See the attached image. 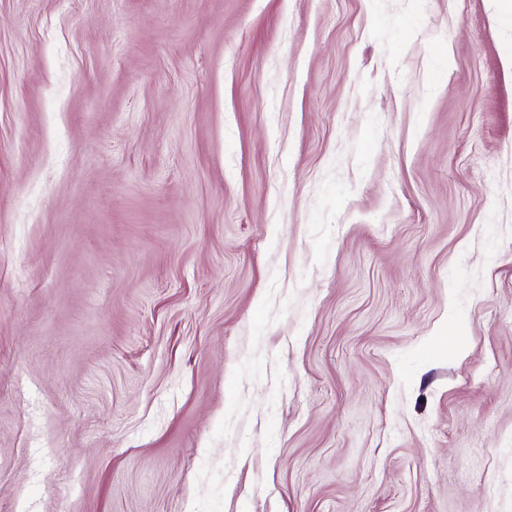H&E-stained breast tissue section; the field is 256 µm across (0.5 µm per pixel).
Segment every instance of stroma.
Segmentation results:
<instances>
[{
    "label": "stroma",
    "instance_id": "stroma-1",
    "mask_svg": "<svg viewBox=\"0 0 512 512\" xmlns=\"http://www.w3.org/2000/svg\"><path fill=\"white\" fill-rule=\"evenodd\" d=\"M0 512H512V0H0Z\"/></svg>",
    "mask_w": 512,
    "mask_h": 512
}]
</instances>
